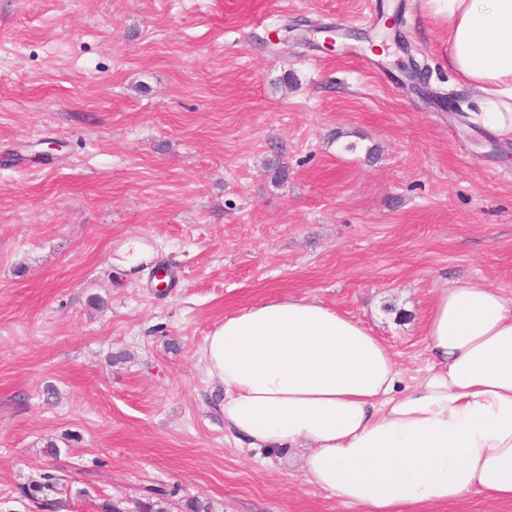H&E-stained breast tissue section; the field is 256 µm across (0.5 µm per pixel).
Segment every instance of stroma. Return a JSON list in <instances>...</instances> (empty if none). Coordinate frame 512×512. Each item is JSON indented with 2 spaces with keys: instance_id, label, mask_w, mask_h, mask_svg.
Here are the masks:
<instances>
[{
  "instance_id": "35a3bbf8",
  "label": "stroma",
  "mask_w": 512,
  "mask_h": 512,
  "mask_svg": "<svg viewBox=\"0 0 512 512\" xmlns=\"http://www.w3.org/2000/svg\"><path fill=\"white\" fill-rule=\"evenodd\" d=\"M468 99L425 0H0V512L51 468L57 512H364L236 440L201 350L308 297L410 385L437 290L512 295V141Z\"/></svg>"
}]
</instances>
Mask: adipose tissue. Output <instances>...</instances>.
<instances>
[{"label": "adipose tissue", "instance_id": "obj_1", "mask_svg": "<svg viewBox=\"0 0 512 512\" xmlns=\"http://www.w3.org/2000/svg\"><path fill=\"white\" fill-rule=\"evenodd\" d=\"M475 124L512 138V0H429ZM430 362L402 386L388 347L324 303L291 297L225 316L202 359L225 427L250 447L304 449L306 483L367 512L512 501V296L481 280L438 292Z\"/></svg>", "mask_w": 512, "mask_h": 512}]
</instances>
